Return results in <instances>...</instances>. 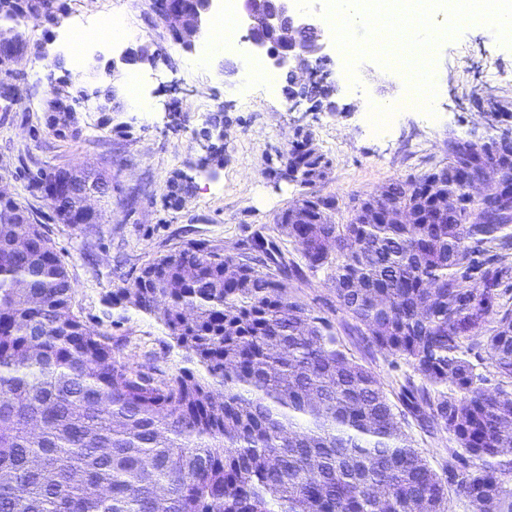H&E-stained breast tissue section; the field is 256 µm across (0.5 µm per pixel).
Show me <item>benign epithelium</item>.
<instances>
[{
	"mask_svg": "<svg viewBox=\"0 0 512 512\" xmlns=\"http://www.w3.org/2000/svg\"><path fill=\"white\" fill-rule=\"evenodd\" d=\"M154 6L175 43L187 52L196 49L197 42L212 21L217 6L216 0H154ZM238 23L246 31L242 42L254 53L265 55L270 66L293 74L294 91L287 95L292 109L302 102L312 100V95L321 88L329 89L325 98L326 109L335 111L332 98L340 93L335 82L327 81L321 66L331 62L327 53L329 38L319 13L299 5L298 0H243L238 15ZM28 54V46L18 30L0 32V62L11 71L19 59ZM159 56L154 44L143 43L125 48L118 58L112 60L105 70L109 78L100 95L103 103L100 109L118 112L122 103L118 100L115 82L121 70L127 65H153ZM53 192L64 197L79 195L82 207L87 214L94 210L87 205L89 197L105 191L81 189L71 179L57 182Z\"/></svg>",
	"mask_w": 512,
	"mask_h": 512,
	"instance_id": "7a95c632",
	"label": "benign epithelium"
}]
</instances>
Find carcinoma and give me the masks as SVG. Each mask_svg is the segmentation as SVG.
Instances as JSON below:
<instances>
[{
	"label": "carcinoma",
	"mask_w": 512,
	"mask_h": 512,
	"mask_svg": "<svg viewBox=\"0 0 512 512\" xmlns=\"http://www.w3.org/2000/svg\"><path fill=\"white\" fill-rule=\"evenodd\" d=\"M17 0L0 18L17 28ZM73 135L63 112L46 116ZM331 163L304 134L282 175L308 191L273 231L304 265L252 239L236 260L191 242L156 256L109 297L160 321L192 367H131L122 345L75 312L68 270L16 198L0 199V512H447L448 487L473 512H512V392L490 391L464 340L486 336L495 372L512 379V131L448 137L446 161L385 186L413 222L371 223L373 197L317 190ZM64 168L42 173L57 219ZM487 181V204L465 183ZM457 196L442 217L434 198ZM326 273L352 328L412 369L400 400L421 425L448 432L443 474L401 426L378 376L331 326L290 294L305 271ZM454 389H448V385Z\"/></svg>",
	"instance_id": "cac0c4a2"
}]
</instances>
